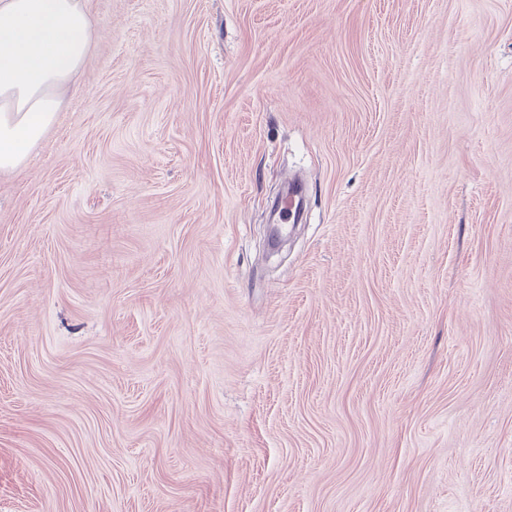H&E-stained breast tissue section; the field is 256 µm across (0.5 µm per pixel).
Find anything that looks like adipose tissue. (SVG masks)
Returning <instances> with one entry per match:
<instances>
[{
  "label": "adipose tissue",
  "mask_w": 512,
  "mask_h": 512,
  "mask_svg": "<svg viewBox=\"0 0 512 512\" xmlns=\"http://www.w3.org/2000/svg\"><path fill=\"white\" fill-rule=\"evenodd\" d=\"M92 38L85 0H0V171L20 168L55 124Z\"/></svg>",
  "instance_id": "adipose-tissue-1"
}]
</instances>
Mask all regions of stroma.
Returning a JSON list of instances; mask_svg holds the SVG:
<instances>
[{
  "instance_id": "obj_1",
  "label": "stroma",
  "mask_w": 512,
  "mask_h": 512,
  "mask_svg": "<svg viewBox=\"0 0 512 512\" xmlns=\"http://www.w3.org/2000/svg\"><path fill=\"white\" fill-rule=\"evenodd\" d=\"M87 8L0 173V512H512V0Z\"/></svg>"
}]
</instances>
